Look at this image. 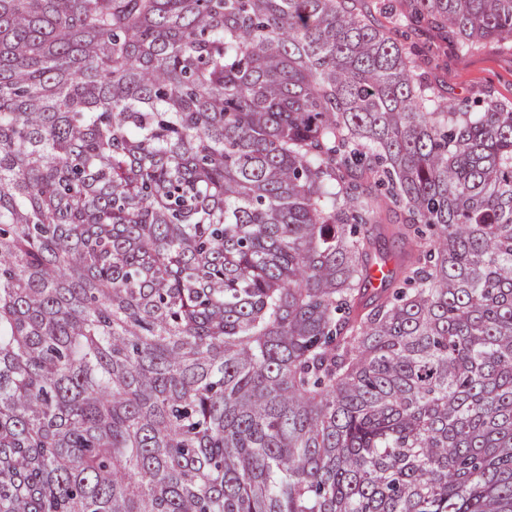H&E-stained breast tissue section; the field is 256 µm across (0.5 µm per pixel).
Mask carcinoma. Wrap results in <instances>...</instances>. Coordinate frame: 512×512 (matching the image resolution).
<instances>
[{
    "label": "carcinoma",
    "instance_id": "1",
    "mask_svg": "<svg viewBox=\"0 0 512 512\" xmlns=\"http://www.w3.org/2000/svg\"><path fill=\"white\" fill-rule=\"evenodd\" d=\"M354 2L0 0V512H512V103Z\"/></svg>",
    "mask_w": 512,
    "mask_h": 512
}]
</instances>
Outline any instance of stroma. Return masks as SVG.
I'll list each match as a JSON object with an SVG mask.
<instances>
[{
	"instance_id": "1",
	"label": "stroma",
	"mask_w": 512,
	"mask_h": 512,
	"mask_svg": "<svg viewBox=\"0 0 512 512\" xmlns=\"http://www.w3.org/2000/svg\"><path fill=\"white\" fill-rule=\"evenodd\" d=\"M401 0H356L358 8L417 56L439 55L430 78L443 102L459 108L495 99L512 101V48L496 42L463 53L452 29L426 24L400 9Z\"/></svg>"
}]
</instances>
